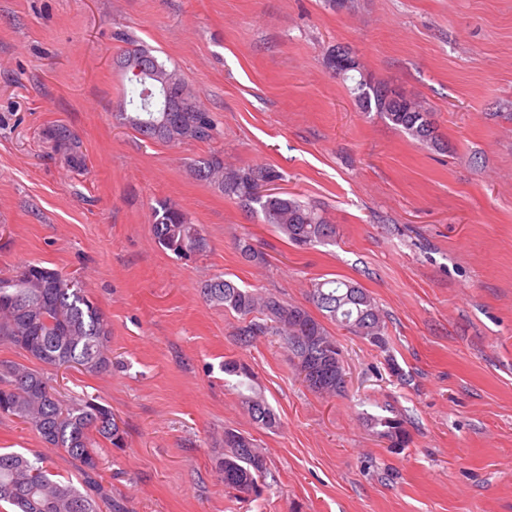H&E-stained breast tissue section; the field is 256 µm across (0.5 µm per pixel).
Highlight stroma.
<instances>
[{
  "mask_svg": "<svg viewBox=\"0 0 512 512\" xmlns=\"http://www.w3.org/2000/svg\"><path fill=\"white\" fill-rule=\"evenodd\" d=\"M130 39L200 92L213 140L119 124ZM338 46L356 70L329 67ZM363 77L427 102L441 148L364 113ZM60 126L82 167L48 139ZM212 154L280 172L334 243L297 248L199 180ZM162 201L200 226L203 252L156 242ZM28 263L78 278L111 323V371L51 377L122 420L125 447L98 454L132 512H512V0H0V273ZM218 275L303 306L312 280L357 282L387 348L328 324L348 384L317 395L278 337L240 343L237 315L203 294ZM229 360L275 427L249 418ZM386 404L406 447L367 424ZM228 429L264 448L261 495L225 487ZM0 448L76 474L15 418L0 416Z\"/></svg>",
  "mask_w": 512,
  "mask_h": 512,
  "instance_id": "obj_1",
  "label": "stroma"
}]
</instances>
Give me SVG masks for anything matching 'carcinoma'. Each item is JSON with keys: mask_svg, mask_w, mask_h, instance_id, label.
<instances>
[{"mask_svg": "<svg viewBox=\"0 0 512 512\" xmlns=\"http://www.w3.org/2000/svg\"><path fill=\"white\" fill-rule=\"evenodd\" d=\"M146 71L137 73L139 63ZM119 65L130 86L115 118L143 136L171 145L212 139L217 122L203 108L198 92L179 71L169 68L143 46L123 51ZM362 109L388 119L424 145H441L426 103L406 97L380 83L360 80L353 88ZM54 142L79 167V140L65 127L56 129ZM197 178L225 197L255 213L297 247L325 244L335 236L323 211L286 193H261L259 188L281 179L272 168L228 167L216 155L205 157L194 168ZM152 230L158 244L180 258L203 251L206 239L178 206L164 201L152 211ZM206 298L239 316L240 340L277 336L296 368L316 369L317 393L336 394V369H345L342 350L323 324L328 320L348 333L382 349L386 323L372 295L357 284L326 278L310 284L308 298L321 312L317 319L303 306L261 288L249 289L216 277L203 286ZM0 340H6L37 367L0 363V414L12 416L40 437L47 448L62 451L76 462L78 482L58 479L40 460L15 452H0V503L11 512H131L128 501L104 484L96 448L103 438L115 448L125 443L117 431L112 409L86 399L68 403L57 397L46 369L79 366L101 374L112 367L111 327L104 313L74 279L55 269L30 263L16 275L0 278ZM252 421L262 427L276 418L258 393L242 396ZM370 424L381 428L391 447L409 441L398 416L371 414ZM224 486L239 493H258L267 476V461L255 440L234 429L224 430Z\"/></svg>", "mask_w": 512, "mask_h": 512, "instance_id": "1", "label": "carcinoma"}]
</instances>
